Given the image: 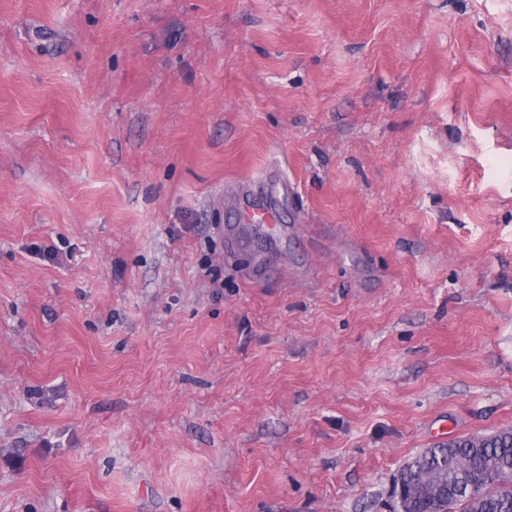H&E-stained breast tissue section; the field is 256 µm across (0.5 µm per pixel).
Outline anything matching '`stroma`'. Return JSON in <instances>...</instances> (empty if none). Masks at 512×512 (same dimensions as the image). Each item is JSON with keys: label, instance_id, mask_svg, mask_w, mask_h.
I'll list each match as a JSON object with an SVG mask.
<instances>
[{"label": "stroma", "instance_id": "stroma-1", "mask_svg": "<svg viewBox=\"0 0 512 512\" xmlns=\"http://www.w3.org/2000/svg\"><path fill=\"white\" fill-rule=\"evenodd\" d=\"M510 428L512 0H0V512H398ZM268 194L278 198L292 199L295 195L293 183L287 177L275 174L274 176L263 175L258 177L256 182L242 192L232 220L239 224H272L279 226L278 211L264 201Z\"/></svg>", "mask_w": 512, "mask_h": 512}]
</instances>
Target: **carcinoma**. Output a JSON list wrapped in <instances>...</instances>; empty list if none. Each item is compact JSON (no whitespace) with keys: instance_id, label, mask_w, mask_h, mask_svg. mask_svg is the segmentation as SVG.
<instances>
[{"instance_id":"cac0c4a2","label":"carcinoma","mask_w":512,"mask_h":512,"mask_svg":"<svg viewBox=\"0 0 512 512\" xmlns=\"http://www.w3.org/2000/svg\"><path fill=\"white\" fill-rule=\"evenodd\" d=\"M394 493L401 512H512V430L424 449L398 472Z\"/></svg>"}]
</instances>
